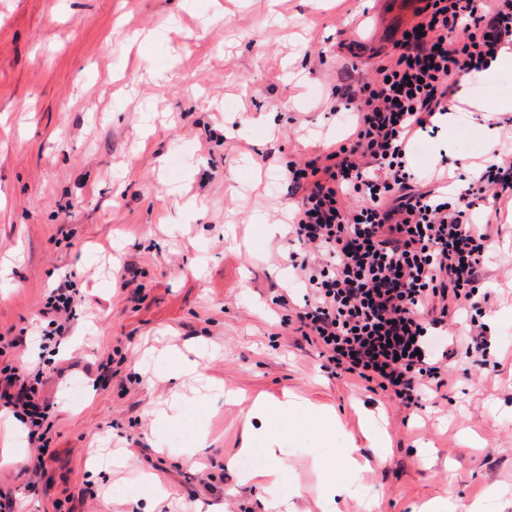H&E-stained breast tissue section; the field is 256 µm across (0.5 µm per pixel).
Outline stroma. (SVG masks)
Instances as JSON below:
<instances>
[{"label": "stroma", "mask_w": 512, "mask_h": 512, "mask_svg": "<svg viewBox=\"0 0 512 512\" xmlns=\"http://www.w3.org/2000/svg\"><path fill=\"white\" fill-rule=\"evenodd\" d=\"M423 0H0V366L37 369L38 317L73 277L78 318L39 399L51 427L0 465L14 512H266L227 467L254 398L291 392L331 412L327 452L373 459L337 512H512V318L491 322L495 372L460 357L447 398L422 412L328 373L318 346L280 325L275 298L305 292L287 258L285 173L354 131L337 89L371 78ZM409 152L418 184L473 174L512 135L462 106ZM486 255L489 312L512 306V201ZM128 273L130 288L120 285ZM195 347L211 380L196 408L165 349ZM172 409L179 422L156 421ZM207 436L196 445L197 433ZM318 435L279 445L322 512ZM195 463H186L187 451ZM386 454L376 464L378 454ZM171 492L149 499L144 474Z\"/></svg>", "instance_id": "obj_1"}]
</instances>
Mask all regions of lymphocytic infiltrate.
<instances>
[{
	"instance_id": "1",
	"label": "lymphocytic infiltrate",
	"mask_w": 512,
	"mask_h": 512,
	"mask_svg": "<svg viewBox=\"0 0 512 512\" xmlns=\"http://www.w3.org/2000/svg\"><path fill=\"white\" fill-rule=\"evenodd\" d=\"M512 41V0H426L421 28H409L375 78L337 92L356 118L354 133L288 168L299 198L289 255L305 287L302 304L279 294L295 332L318 345L332 373L348 375L406 408L449 384L451 349L435 352L434 331L457 312H479L493 224L474 223L488 199L512 196V163L484 162L416 187L407 150L417 132L446 115L460 77L488 69ZM34 383L0 370V410L39 431L49 415Z\"/></svg>"
}]
</instances>
